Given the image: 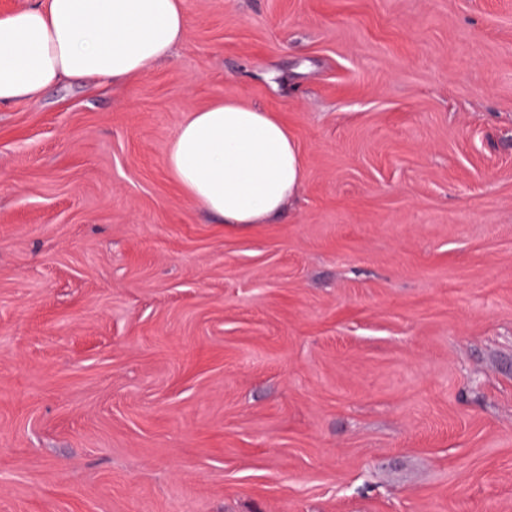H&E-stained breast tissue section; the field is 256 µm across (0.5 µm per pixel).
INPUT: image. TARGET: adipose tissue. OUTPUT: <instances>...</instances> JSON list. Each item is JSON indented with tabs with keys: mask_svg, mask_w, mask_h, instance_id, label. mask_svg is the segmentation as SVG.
I'll list each match as a JSON object with an SVG mask.
<instances>
[{
	"mask_svg": "<svg viewBox=\"0 0 512 512\" xmlns=\"http://www.w3.org/2000/svg\"><path fill=\"white\" fill-rule=\"evenodd\" d=\"M186 32V0H34L0 16V106L39 100L63 80L127 81L171 59ZM166 166L228 224L266 223L303 180L287 125L232 99L189 112Z\"/></svg>",
	"mask_w": 512,
	"mask_h": 512,
	"instance_id": "ef3b65f1",
	"label": "adipose tissue"
}]
</instances>
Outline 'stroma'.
I'll return each mask as SVG.
<instances>
[{
  "instance_id": "35a3bbf8",
  "label": "stroma",
  "mask_w": 512,
  "mask_h": 512,
  "mask_svg": "<svg viewBox=\"0 0 512 512\" xmlns=\"http://www.w3.org/2000/svg\"><path fill=\"white\" fill-rule=\"evenodd\" d=\"M170 61L0 106V512H512V0H187ZM278 113L266 224L168 170ZM166 166L188 196L224 224H266L303 180L288 126L273 112L232 99L189 112Z\"/></svg>"
}]
</instances>
